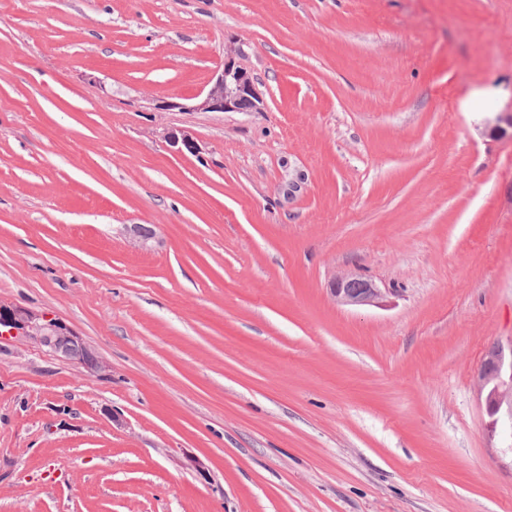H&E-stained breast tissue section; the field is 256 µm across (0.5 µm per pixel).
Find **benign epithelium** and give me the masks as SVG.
Wrapping results in <instances>:
<instances>
[{
  "instance_id": "obj_1",
  "label": "benign epithelium",
  "mask_w": 512,
  "mask_h": 512,
  "mask_svg": "<svg viewBox=\"0 0 512 512\" xmlns=\"http://www.w3.org/2000/svg\"><path fill=\"white\" fill-rule=\"evenodd\" d=\"M236 51L224 52V63L214 73L207 90L183 102L164 101L161 108L181 112H261L264 102L251 75L235 58ZM165 142L180 155L199 154V144L185 129L172 128L165 134ZM330 294L341 305L363 307L378 304L381 290L357 274L335 277L330 282ZM0 335L26 336L58 356L80 365L87 373L98 378L110 377V366L82 341L65 322L36 313L26 307L0 303ZM494 370L482 366L479 371V391L485 405L499 410L512 403V338L499 342Z\"/></svg>"
}]
</instances>
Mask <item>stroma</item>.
<instances>
[{
  "instance_id": "1",
  "label": "stroma",
  "mask_w": 512,
  "mask_h": 512,
  "mask_svg": "<svg viewBox=\"0 0 512 512\" xmlns=\"http://www.w3.org/2000/svg\"><path fill=\"white\" fill-rule=\"evenodd\" d=\"M510 110L512 0H0V302L112 368L0 340V512H512ZM232 48L224 52V63L214 73L206 91L184 102L164 101L161 109L180 112H260L264 102L251 75L241 67ZM165 142L172 150L185 156L199 154V144L193 134L185 129L172 128L165 134ZM329 290L337 304L353 307L377 305L382 295L374 282L353 273L334 277ZM496 344V357L488 354L479 371V391L481 397L484 394L486 408L493 403L499 410L508 413V405L512 401V338ZM489 358L494 363V370L491 372L486 366ZM490 390H492L491 396Z\"/></svg>"
}]
</instances>
